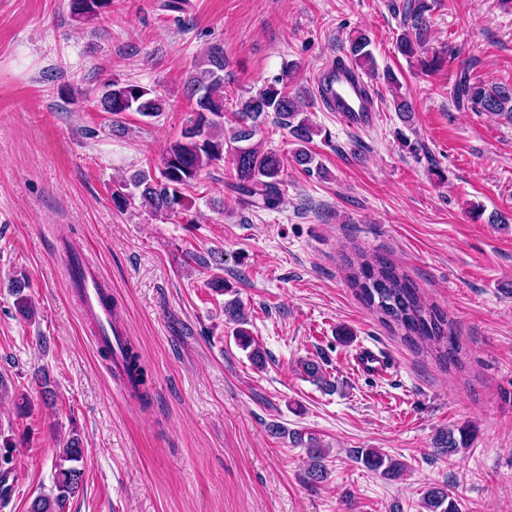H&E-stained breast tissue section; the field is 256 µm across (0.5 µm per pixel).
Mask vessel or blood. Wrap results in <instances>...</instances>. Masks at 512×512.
<instances>
[{"mask_svg":"<svg viewBox=\"0 0 512 512\" xmlns=\"http://www.w3.org/2000/svg\"><path fill=\"white\" fill-rule=\"evenodd\" d=\"M315 84L320 103L328 111L342 114L352 127H363L372 121L375 112L372 88L351 67L328 65L316 75ZM63 258L68 286L78 298L83 319L94 329L98 344L110 350L106 368L111 375L121 378L122 346L127 332L103 302L111 285L84 254L67 250ZM353 362L358 373L375 379L387 378L392 370L381 350L367 346L356 350Z\"/></svg>","mask_w":512,"mask_h":512,"instance_id":"obj_1","label":"vessel or blood"}]
</instances>
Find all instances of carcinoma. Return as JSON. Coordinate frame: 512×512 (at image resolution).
<instances>
[{
  "mask_svg": "<svg viewBox=\"0 0 512 512\" xmlns=\"http://www.w3.org/2000/svg\"><path fill=\"white\" fill-rule=\"evenodd\" d=\"M70 17L81 25L104 20L112 14V0H69ZM427 0H411L410 26L397 40L398 51L407 58L415 56L417 48L426 42L429 29L426 12ZM347 63L368 75L380 77L392 88L393 108L398 118L408 123L413 117V103L407 93L401 91L396 74L390 70L377 71L368 35L358 32L349 38ZM224 48L212 44L204 51L195 70L189 75L186 89L195 99V117L188 121L181 135L163 151L157 171H137L124 178L112 192V205L123 211L135 204L155 217L169 219L180 217L189 209L183 190L195 186L202 173L210 167L229 160L233 177L232 188L238 204L245 208L274 210L282 202L284 163L280 155L271 149H263L254 142L260 125L267 119L287 132L295 148L294 163L306 172H316L323 177L326 169L315 162L309 149L314 137L322 129L303 111L299 97L287 92L288 81L297 69L294 62L287 63L281 73L265 82L257 91L234 100L233 120L224 129ZM457 103L476 112L500 114L512 112V91L504 86L487 87L473 82L467 73H460L455 84ZM100 111L118 117L126 112H137L152 119L165 110V100L159 92L138 82L112 80L103 85L98 99ZM347 281L356 296L378 319L404 331V336L418 341L437 353L439 359L449 364L459 363V344L455 329L437 308L425 303L413 280L382 255L360 254L355 260L346 261ZM16 310L25 319L34 316L32 299L25 294L28 283L23 278L11 280ZM224 316L236 325L235 339L238 345L249 351L250 360L264 363L259 345L244 328L247 317L242 304L232 300L224 304ZM125 366L131 382L147 389V380L138 348L127 342L124 349ZM303 373L312 382L325 388L331 386L320 364L314 360L300 361ZM293 442L307 448L309 465L307 478L317 481L324 478L326 457L317 438L292 433ZM466 431L452 430L440 433L434 440L436 452L455 455L466 448ZM11 439L0 435V499L10 497L12 486L8 483L14 467ZM83 442L74 433L66 442L63 453L55 461L54 490L41 493L30 502L28 512H64L69 497L79 491L83 472L77 463L83 457ZM355 458L362 465L385 477H397L403 463L387 457L375 448L356 450ZM425 512H458L449 493L440 488L428 489L422 497Z\"/></svg>",
  "mask_w": 512,
  "mask_h": 512,
  "instance_id": "obj_1",
  "label": "carcinoma"
}]
</instances>
